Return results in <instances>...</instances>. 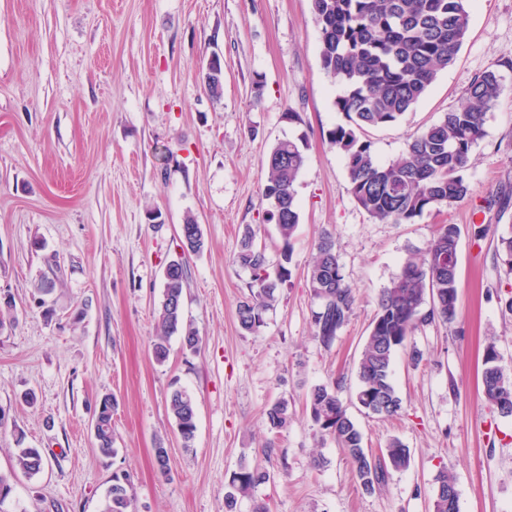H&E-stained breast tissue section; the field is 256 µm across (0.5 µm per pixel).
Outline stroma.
<instances>
[{
  "label": "stroma",
  "instance_id": "35a3bbf8",
  "mask_svg": "<svg viewBox=\"0 0 512 512\" xmlns=\"http://www.w3.org/2000/svg\"><path fill=\"white\" fill-rule=\"evenodd\" d=\"M310 0H0V472L11 474L6 512H102L113 475H129L134 512H224L240 465L270 474L236 512H432L435 476L455 475L459 512H512V417L482 393L487 344L512 366V270L497 245L512 236V0H473L456 56L395 124L364 138L385 162L407 138L463 102L488 70L504 93L486 115L467 177L474 194L410 224L373 219L355 202L344 159L328 133L345 124L343 88L321 67ZM219 56L221 98L202 70ZM300 139L295 183L300 223L292 278L259 333L243 332L236 307L251 275L236 262L246 226L279 260L265 220V159ZM194 217L200 254L184 253L180 228ZM460 229L459 316L420 325L424 353L398 350L392 417L356 401V366L377 298L409 251L441 225ZM482 239H475L478 225ZM331 234L355 289L348 322L331 346L314 335L318 303L306 282L314 247ZM187 269L184 319L197 350L152 345L163 272ZM340 382V398L381 454L399 439L406 470L365 491L349 459L306 408L312 387ZM188 390L197 431L184 445L169 410ZM113 396L115 452L96 448L103 396ZM287 399L288 427L269 432L264 412ZM39 449L44 470L24 473L18 446ZM169 452L160 474L154 451Z\"/></svg>",
  "mask_w": 512,
  "mask_h": 512
}]
</instances>
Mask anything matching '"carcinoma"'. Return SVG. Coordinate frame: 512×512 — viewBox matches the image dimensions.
Returning <instances> with one entry per match:
<instances>
[{"label":"carcinoma","instance_id":"1","mask_svg":"<svg viewBox=\"0 0 512 512\" xmlns=\"http://www.w3.org/2000/svg\"><path fill=\"white\" fill-rule=\"evenodd\" d=\"M469 0H311L312 17L320 31L322 69L340 82L345 92L336 107L348 125L328 133L329 141L347 160L351 194L374 219L391 224L413 222L424 212L451 206L474 193L465 171L472 149L484 137L487 112L504 91L501 78L488 70L473 80L466 100L458 108L412 134L402 153L389 163L378 160L371 143L361 139L368 128L396 123L426 94L437 75L454 60L468 29ZM206 85L215 97L223 89L221 63L212 66ZM305 164V154L295 140H281L266 158L263 197L268 201V221L274 223L282 246L280 260L270 262L266 248L255 244L256 232L246 227L236 262L251 274L250 293L236 308L239 328L255 334L266 324V314L276 301V291L292 277L289 268L293 239L299 224L295 182ZM181 234L184 251L197 254L205 247L201 225L185 218ZM459 228L443 225L423 251H412L390 285L381 290L378 309L357 365L359 405L368 413L392 417L401 399L391 380L395 353L406 346L419 324L438 319L451 323L458 317L457 276ZM186 272L172 261L164 276L159 313L160 332L153 355L162 363L169 354L168 339L183 331L182 345L195 349L200 338L183 327ZM306 281L318 309L312 312L314 335L331 345L347 323L354 303V288L346 282L333 239L322 235L306 272ZM430 308H425V305ZM481 384L489 405L503 416H512V373L500 363L494 343L483 356ZM336 384L314 386L307 407L319 430L330 435L349 458L354 474L367 491L387 484L389 470L402 471L411 462L410 451L398 439L391 440L375 458L363 446V436L347 413ZM115 400L101 399L95 424L101 454L114 453L112 416ZM169 408L184 445L197 429L196 404L183 390L172 392ZM267 428L278 433L291 419L288 400L279 399L265 411ZM46 461L36 448H21L17 465L36 474ZM259 466H240L224 495V512H235L238 498L250 495L269 480ZM128 477L116 476L109 488L103 512H131ZM454 474L443 468L435 477L432 512H458Z\"/></svg>","mask_w":512,"mask_h":512}]
</instances>
